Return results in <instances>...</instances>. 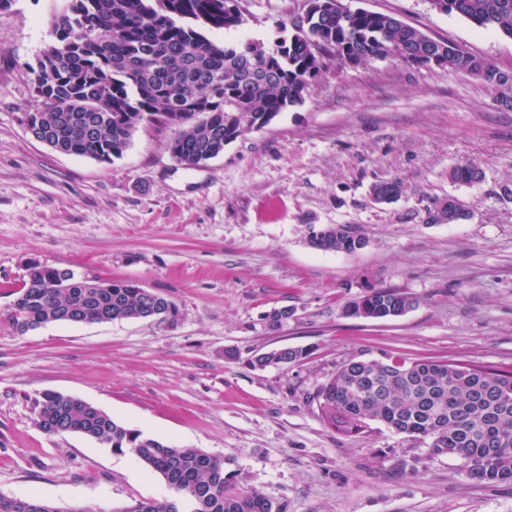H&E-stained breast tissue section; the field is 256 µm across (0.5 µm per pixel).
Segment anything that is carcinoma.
I'll return each mask as SVG.
<instances>
[{"instance_id":"obj_1","label":"carcinoma","mask_w":512,"mask_h":512,"mask_svg":"<svg viewBox=\"0 0 512 512\" xmlns=\"http://www.w3.org/2000/svg\"><path fill=\"white\" fill-rule=\"evenodd\" d=\"M225 0H62L51 16L54 44L31 67L41 104L26 113L33 136L47 133L61 152L110 163L123 156L140 124L172 129L173 158H216L235 141L239 119L276 117L303 103L302 79L316 78L327 62L394 58L418 67L436 66L482 78L512 106V77L457 45L436 40L398 18L356 9L321 13L312 33L296 32L272 47L256 40L220 43L208 31H230L242 14ZM448 14L479 30L512 39V0H451ZM320 36L316 44L313 37ZM448 178L475 185L483 172L472 163L454 166ZM378 197L404 192L398 179L371 186ZM356 233L331 224L311 240L324 252L353 251ZM171 301L131 281L99 280L95 288L73 281L66 269L33 262L6 312L13 330L25 334L48 318L73 314L91 323L148 319ZM411 306L390 288H372L345 309L349 316L379 321ZM178 315V309H173ZM306 352L283 347L251 360L255 368L288 364ZM322 417L345 435L359 434L367 421L428 442L436 455L464 462L472 479L512 482V368L469 367L434 360H350L319 385ZM37 425L61 426L113 451L132 452L160 474L173 499H144L113 512H282L267 496L226 491L224 458L197 448L171 445L116 422L94 405L57 392L36 403ZM0 512H83L57 507L34 495L0 496Z\"/></svg>"}]
</instances>
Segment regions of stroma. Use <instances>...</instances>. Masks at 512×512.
<instances>
[{
    "instance_id": "1",
    "label": "stroma",
    "mask_w": 512,
    "mask_h": 512,
    "mask_svg": "<svg viewBox=\"0 0 512 512\" xmlns=\"http://www.w3.org/2000/svg\"><path fill=\"white\" fill-rule=\"evenodd\" d=\"M302 0H242L244 22L215 41L274 45ZM388 14L512 75V39L428 0H341ZM59 0L0 10V315L30 261L77 277L136 282L175 303L174 324H48L16 334L0 318V494L84 512L171 497L131 452L36 424L61 392L116 422L223 457L226 490L254 489L282 512H512V483L471 479L460 459L369 422L343 435L315 392L349 359L512 365V109L481 78L399 60L331 64L301 105L198 168L178 164L171 129L140 125L122 158L59 153L26 130L39 100L31 63L52 45ZM471 162L470 186L449 170ZM400 178L395 203L373 183ZM453 195L460 224H426ZM344 224L368 244L323 252L310 225ZM372 288L409 296L383 321L345 316ZM289 308L271 328L267 316ZM306 349L252 368L255 355ZM448 178L458 184L475 185L479 184L484 176L480 168L472 163H464L454 166L448 172ZM305 356L306 352L303 349L283 347L256 356L251 359V365L254 368L265 369L271 366L292 363Z\"/></svg>"
}]
</instances>
